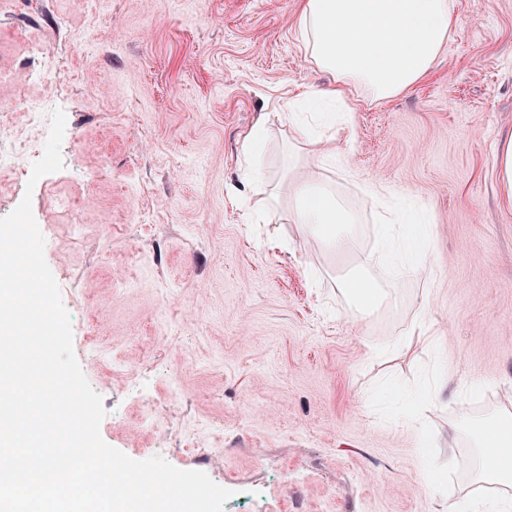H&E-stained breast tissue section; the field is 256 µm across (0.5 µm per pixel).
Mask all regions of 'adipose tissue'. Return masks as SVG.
<instances>
[{
	"mask_svg": "<svg viewBox=\"0 0 512 512\" xmlns=\"http://www.w3.org/2000/svg\"><path fill=\"white\" fill-rule=\"evenodd\" d=\"M295 31L306 61L329 76L322 88L294 92L285 117L295 139L322 166L334 163L335 135H316L297 120L295 108L309 100L323 106L345 101L351 89L365 88L372 101L398 96L428 75L459 23L451 0H304ZM294 199L290 213L304 238L329 253L356 249L352 207L320 175L303 172L289 186ZM348 302L370 314L388 300L387 293L365 267L338 281ZM478 462L473 481L478 486H502L499 494L466 496L459 512H512V415L495 413L476 423Z\"/></svg>",
	"mask_w": 512,
	"mask_h": 512,
	"instance_id": "obj_1",
	"label": "adipose tissue"
}]
</instances>
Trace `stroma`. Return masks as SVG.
<instances>
[{
    "mask_svg": "<svg viewBox=\"0 0 512 512\" xmlns=\"http://www.w3.org/2000/svg\"><path fill=\"white\" fill-rule=\"evenodd\" d=\"M0 10V105L37 98L0 133V218L23 197L107 415L103 440L162 456L230 490L224 512H448L473 489L472 432L448 425L512 413V205L493 157L512 134V0H453L459 27L435 69L398 97L353 92L354 137L332 172L357 210L354 256L324 252L287 223L289 92L326 84L299 48L300 0H11ZM67 27H60V19ZM93 52L80 51L83 40ZM68 98L39 84L45 67ZM63 110V170L28 187L30 145ZM269 134L258 186L238 194L242 139ZM384 185L429 254L396 275L378 261ZM80 202V227L49 198ZM263 208L260 230L245 220ZM365 262L392 302L362 317L334 283ZM436 345L389 348L415 320ZM448 388L416 402L434 378ZM438 484L426 492L423 471Z\"/></svg>",
    "mask_w": 512,
    "mask_h": 512,
    "instance_id": "35a3bbf8",
    "label": "stroma"
}]
</instances>
